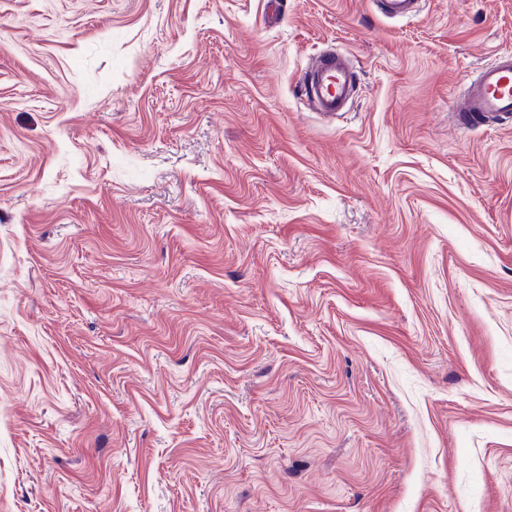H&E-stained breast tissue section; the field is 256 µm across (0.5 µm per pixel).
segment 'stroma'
<instances>
[{
	"label": "stroma",
	"mask_w": 512,
	"mask_h": 512,
	"mask_svg": "<svg viewBox=\"0 0 512 512\" xmlns=\"http://www.w3.org/2000/svg\"><path fill=\"white\" fill-rule=\"evenodd\" d=\"M507 52L512 0H0V512H512V122L449 115ZM306 96L316 112H341L353 92L355 73L342 54L324 51L303 76Z\"/></svg>",
	"instance_id": "35a3bbf8"
}]
</instances>
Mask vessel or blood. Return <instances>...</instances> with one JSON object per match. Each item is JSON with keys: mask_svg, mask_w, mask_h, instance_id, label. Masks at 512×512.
I'll return each mask as SVG.
<instances>
[{"mask_svg": "<svg viewBox=\"0 0 512 512\" xmlns=\"http://www.w3.org/2000/svg\"><path fill=\"white\" fill-rule=\"evenodd\" d=\"M303 82L315 111L335 114L352 94L355 74L343 55L325 51L308 66ZM451 112L455 121L467 126L512 117V54L479 67L465 94L453 101Z\"/></svg>", "mask_w": 512, "mask_h": 512, "instance_id": "1", "label": "vessel or blood"}]
</instances>
